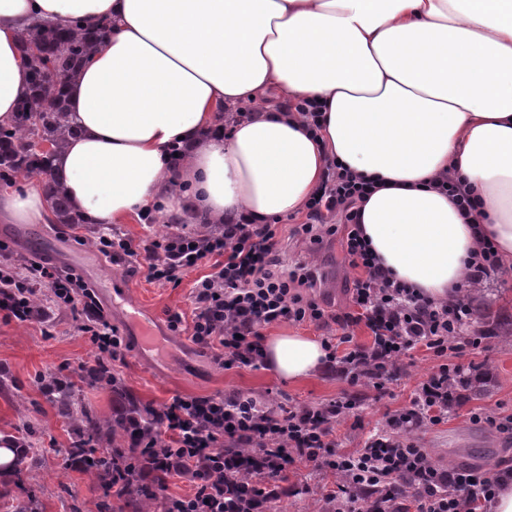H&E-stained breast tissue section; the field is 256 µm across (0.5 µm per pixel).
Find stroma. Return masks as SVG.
<instances>
[{
	"instance_id": "obj_1",
	"label": "stroma",
	"mask_w": 512,
	"mask_h": 512,
	"mask_svg": "<svg viewBox=\"0 0 512 512\" xmlns=\"http://www.w3.org/2000/svg\"><path fill=\"white\" fill-rule=\"evenodd\" d=\"M303 215L279 221L277 237L284 268L308 263L317 282L311 293L332 314L351 311L350 288L361 275L344 259L339 239L311 240L296 233ZM10 225L0 221V261L26 273L34 263L45 262L65 269L68 260L83 255L94 259L90 273L109 281L120 277L130 304L143 308L162 332L149 352H141L122 319L120 310L105 313L124 339L121 353L112 363L111 381H82L85 366L94 364L98 351L80 330L81 321L69 306L56 304L49 288L42 300L51 312L44 323H22L0 313V440L22 435L33 427L22 454L26 464L17 473L0 474V512L13 505L35 501L38 512H111L112 500L94 475L67 462L62 454L73 436L58 413V404L41 390L51 375L71 379L67 400L73 409L89 408L101 422H108L130 404L163 408L177 397L219 396L241 392L277 409L319 407L344 397H353V412L335 424L341 451L361 447L366 435L386 425L396 411L409 405L418 384L435 372L440 363L433 351L418 348L399 362L400 376L387 395L377 396L365 385L350 386L336 373L324 370L298 381H283L269 366L224 369L211 353L201 352L190 338L193 319L191 292L208 265L184 273L179 284L149 280L146 268L131 271L125 260H115L98 248L101 232L97 224H29L27 240L16 239ZM473 308L472 320L458 344L464 351L456 359L474 366L473 384L486 386L484 396L457 401L444 422L428 427L417 436L432 461L442 467L458 464L483 470L512 467V440L495 428V420L512 416V336L495 335L498 322L512 319V276L494 272L467 289ZM182 314L183 323L172 328L170 318ZM481 338L479 348L469 347ZM290 488L281 494L277 512H327V495L337 479L309 467L289 474Z\"/></svg>"
}]
</instances>
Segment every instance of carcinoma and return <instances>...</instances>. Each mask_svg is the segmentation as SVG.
<instances>
[{"mask_svg":"<svg viewBox=\"0 0 512 512\" xmlns=\"http://www.w3.org/2000/svg\"><path fill=\"white\" fill-rule=\"evenodd\" d=\"M101 32H88L75 23L64 29L41 24L23 36L30 72V94L16 109L12 124L0 126V181L13 183L19 176L42 184L59 224H80L70 207L52 168L53 154L74 134L65 107L69 79L90 60ZM75 437L74 451L86 452L84 445L100 442L101 426L83 408L66 407Z\"/></svg>","mask_w":512,"mask_h":512,"instance_id":"cac0c4a2","label":"carcinoma"}]
</instances>
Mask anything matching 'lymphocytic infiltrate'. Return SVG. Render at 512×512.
<instances>
[{"mask_svg": "<svg viewBox=\"0 0 512 512\" xmlns=\"http://www.w3.org/2000/svg\"><path fill=\"white\" fill-rule=\"evenodd\" d=\"M373 187L345 166L330 165L297 230L305 235L319 230L341 234L346 260L361 270L352 289L355 311L337 317L345 333L338 343L328 344V363L348 384L383 393L398 376V358L417 347L441 356L461 354L454 341L469 324L472 308L461 295L435 302L378 265L355 212L357 201ZM99 244L114 257L144 259L149 279L160 283H179L183 273L209 263V273L192 290V339L227 369L261 364L265 327L320 323L328 317L306 294L315 283L311 269H279V241L270 224L241 217L208 237L180 225L141 249L105 231ZM34 271L28 279L12 266L0 265V310L20 322L45 321L46 311L30 306L25 296L32 292L33 281L48 284L60 301L80 303V330L96 346L99 364L111 366L122 341L93 293L73 276L42 264H35ZM359 322L370 330L371 346L357 345L347 335V328ZM461 374L458 364H441L418 385L410 404L352 453L336 451L333 429L336 419L355 405L348 397L317 408L279 411L240 393L178 397L160 412L163 436L153 435L138 421L131 448L112 449L117 469L106 491L113 499L127 500L134 482L161 472L189 477L194 484L192 495L165 497L164 512H273L281 483L291 469L306 462L340 475L337 491L328 496L333 512H479L498 493V474L441 468L412 438L447 417L454 402L453 383ZM245 476L255 483L248 497L241 492Z\"/></svg>", "mask_w": 512, "mask_h": 512, "instance_id": "f902f5d3", "label": "lymphocytic infiltrate"}]
</instances>
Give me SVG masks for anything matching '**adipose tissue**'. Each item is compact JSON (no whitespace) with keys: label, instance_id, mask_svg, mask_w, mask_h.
<instances>
[{"label":"adipose tissue","instance_id":"adipose-tissue-1","mask_svg":"<svg viewBox=\"0 0 512 512\" xmlns=\"http://www.w3.org/2000/svg\"><path fill=\"white\" fill-rule=\"evenodd\" d=\"M75 20L107 30L66 87L74 134L52 161L84 223L164 196L205 224H264L303 212L336 161L374 182L360 224L394 279L452 299L482 238L512 272V0H0V124L29 94L22 35ZM285 100L320 101V129ZM50 211L34 188L0 195L13 224ZM263 353L291 382L327 356L298 333Z\"/></svg>","mask_w":512,"mask_h":512}]
</instances>
